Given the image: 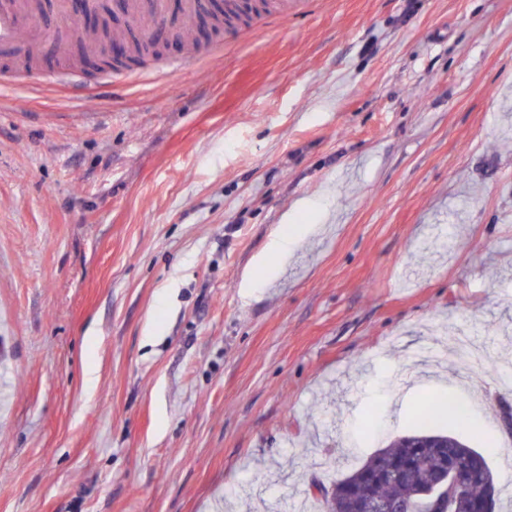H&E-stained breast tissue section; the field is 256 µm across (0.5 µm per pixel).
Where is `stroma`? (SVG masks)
I'll return each instance as SVG.
<instances>
[{
    "mask_svg": "<svg viewBox=\"0 0 512 512\" xmlns=\"http://www.w3.org/2000/svg\"><path fill=\"white\" fill-rule=\"evenodd\" d=\"M250 9L0 90V512H318L441 374L512 408V0Z\"/></svg>",
    "mask_w": 512,
    "mask_h": 512,
    "instance_id": "35a3bbf8",
    "label": "stroma"
}]
</instances>
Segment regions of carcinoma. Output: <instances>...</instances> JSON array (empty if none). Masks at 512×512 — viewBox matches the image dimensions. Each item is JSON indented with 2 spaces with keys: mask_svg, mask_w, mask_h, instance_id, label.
Here are the masks:
<instances>
[{
  "mask_svg": "<svg viewBox=\"0 0 512 512\" xmlns=\"http://www.w3.org/2000/svg\"><path fill=\"white\" fill-rule=\"evenodd\" d=\"M157 55L149 52L147 45L136 44L125 49L114 59L116 66L131 58L141 62ZM458 411L454 399L438 398L423 405L416 412V419L423 426L448 423L455 417L446 409ZM464 458L470 481L460 495L426 499L419 492L435 486L452 458ZM326 504L325 512H353L354 497L365 489L388 508L402 512H470L469 504L496 490L492 469L481 452L460 440L451 432H419L403 436L384 448L378 449L369 459L350 470L328 488L317 485Z\"/></svg>",
  "mask_w": 512,
  "mask_h": 512,
  "instance_id": "1",
  "label": "carcinoma"
}]
</instances>
